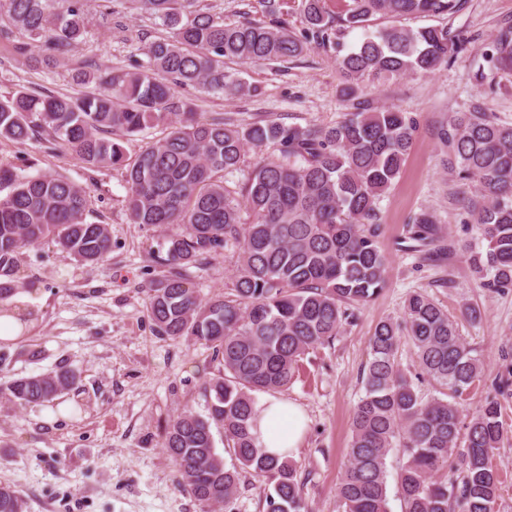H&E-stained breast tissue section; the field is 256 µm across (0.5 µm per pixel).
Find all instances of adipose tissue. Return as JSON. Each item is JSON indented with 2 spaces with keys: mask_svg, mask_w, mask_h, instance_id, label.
<instances>
[{
  "mask_svg": "<svg viewBox=\"0 0 512 512\" xmlns=\"http://www.w3.org/2000/svg\"><path fill=\"white\" fill-rule=\"evenodd\" d=\"M306 425L305 413L294 403L270 397L255 407V442L268 455L289 456L298 447Z\"/></svg>",
  "mask_w": 512,
  "mask_h": 512,
  "instance_id": "1",
  "label": "adipose tissue"
}]
</instances>
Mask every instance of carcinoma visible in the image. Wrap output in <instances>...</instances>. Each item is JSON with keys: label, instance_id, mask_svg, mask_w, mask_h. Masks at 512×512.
<instances>
[{"label": "carcinoma", "instance_id": "1", "mask_svg": "<svg viewBox=\"0 0 512 512\" xmlns=\"http://www.w3.org/2000/svg\"><path fill=\"white\" fill-rule=\"evenodd\" d=\"M169 36L146 47L147 65L120 74L75 71L78 86L94 92L51 95L20 89L0 96V139L38 137L63 148L91 169L127 164V209L132 223L168 230L167 274L146 290L155 331L190 337L221 357L223 372L205 385L209 418L189 409L166 431L163 447L180 484L200 504L230 508L237 468L263 486L266 512H305L303 485L286 459L253 442L252 392L288 386L300 360L332 341L352 310L386 283L387 257L377 245L381 196L400 176L417 119L391 104L373 107L367 84L427 75L468 51L467 40L446 27L397 25L369 30L375 17L451 16L465 0H304L306 27L295 33L278 22L224 23L198 0H133ZM88 0H0V41L37 65L54 67L83 43ZM362 31L351 49L345 37ZM330 45L350 111L332 125L285 126L276 121L236 125L222 112L206 116L177 98L179 89L241 95L252 86L224 67L288 62L308 44ZM473 78L512 73V24L481 52ZM170 131L126 162L124 141L160 120ZM448 168L478 187L468 204L485 249L470 263L491 290L512 288V125L477 108L458 112L442 129ZM269 149L231 190L247 148ZM0 302L18 286L22 249L55 243L80 265L97 264L111 249L105 224L86 220V190L63 175L21 176L0 163ZM252 222H242V212ZM412 239L427 246L439 228L419 213ZM231 249L238 263L226 292L207 300L190 286L188 269ZM421 369L448 398H424L398 367L401 338ZM481 359L459 336L448 312L422 292L411 294L402 320L380 321L370 338L364 396L352 420L348 463L338 487L342 512H390L387 457L397 453V492L404 512H494L500 484L491 454L504 436L495 400L460 426L455 399L483 374ZM77 375L60 370L30 375L0 387V397L37 404L75 388ZM223 429L238 466L226 467L212 425ZM0 512H26L23 497L0 486Z\"/></svg>", "mask_w": 512, "mask_h": 512}]
</instances>
